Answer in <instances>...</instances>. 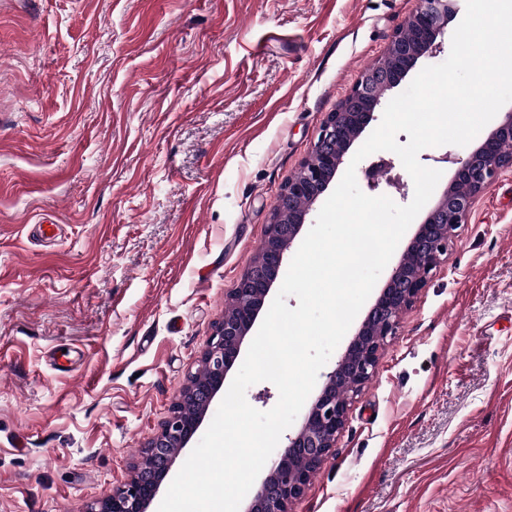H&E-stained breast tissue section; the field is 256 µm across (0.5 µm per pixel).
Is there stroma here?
Here are the masks:
<instances>
[{"instance_id":"obj_1","label":"stroma","mask_w":512,"mask_h":512,"mask_svg":"<svg viewBox=\"0 0 512 512\" xmlns=\"http://www.w3.org/2000/svg\"><path fill=\"white\" fill-rule=\"evenodd\" d=\"M416 0H0V512L130 475L281 186ZM387 151L366 194L413 189ZM293 512H512V168Z\"/></svg>"}]
</instances>
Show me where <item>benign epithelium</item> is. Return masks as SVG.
Wrapping results in <instances>:
<instances>
[{
	"label": "benign epithelium",
	"mask_w": 512,
	"mask_h": 512,
	"mask_svg": "<svg viewBox=\"0 0 512 512\" xmlns=\"http://www.w3.org/2000/svg\"><path fill=\"white\" fill-rule=\"evenodd\" d=\"M451 2L417 0L391 37L382 63L364 71L323 119L311 154L272 204L259 260L227 295V311L200 355L199 370L182 390L184 399L194 404V411L188 414L172 406L161 429L144 446L143 455L150 465H133L127 481L90 512H147L175 457L193 438L237 364L242 344L280 275L284 253L298 237L312 205L328 189L352 143L375 120L374 112L386 92L396 87L419 59L440 51L436 39L447 24ZM511 139L509 112L479 148L451 160L456 170L450 186L417 226L357 333L325 375L303 425L286 437L282 451L251 495L247 512H290L292 503L305 493L313 472L336 447L351 401L373 378L381 352L398 333L402 314L412 307L447 256L448 246L465 223L474 200L494 185L503 169L512 166V156L499 151L500 144ZM408 256L416 257L418 264H406Z\"/></svg>",
	"instance_id": "benign-epithelium-1"
}]
</instances>
